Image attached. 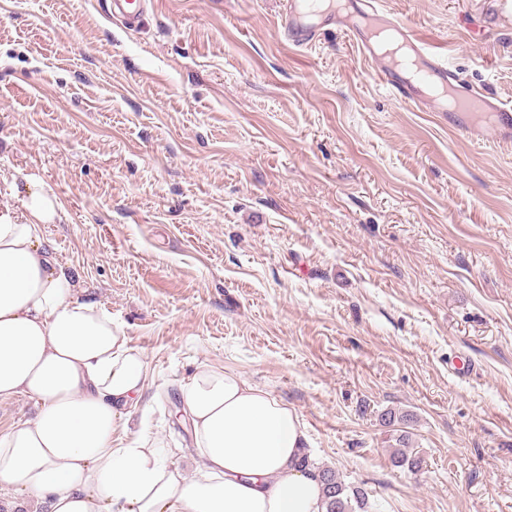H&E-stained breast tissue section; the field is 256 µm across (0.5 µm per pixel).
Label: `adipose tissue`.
I'll list each match as a JSON object with an SVG mask.
<instances>
[{"label":"adipose tissue","instance_id":"ef3b65f1","mask_svg":"<svg viewBox=\"0 0 512 512\" xmlns=\"http://www.w3.org/2000/svg\"><path fill=\"white\" fill-rule=\"evenodd\" d=\"M25 207L22 222L0 209V404L26 396L36 414L0 433V493L45 512H326L299 413L231 369L199 363L181 388L196 477L158 443L118 441L146 358L45 249L56 202L35 186Z\"/></svg>","mask_w":512,"mask_h":512}]
</instances>
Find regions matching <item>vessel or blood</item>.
Instances as JSON below:
<instances>
[{"label": "vessel or blood", "instance_id": "b4317fda", "mask_svg": "<svg viewBox=\"0 0 512 512\" xmlns=\"http://www.w3.org/2000/svg\"><path fill=\"white\" fill-rule=\"evenodd\" d=\"M113 20L135 26L146 0H107ZM279 26L297 47L317 42L321 32L345 29L379 72L383 86L403 102L441 113L475 140L512 144V107L476 92L460 79L446 52L403 24L385 5L366 0H284Z\"/></svg>", "mask_w": 512, "mask_h": 512}]
</instances>
